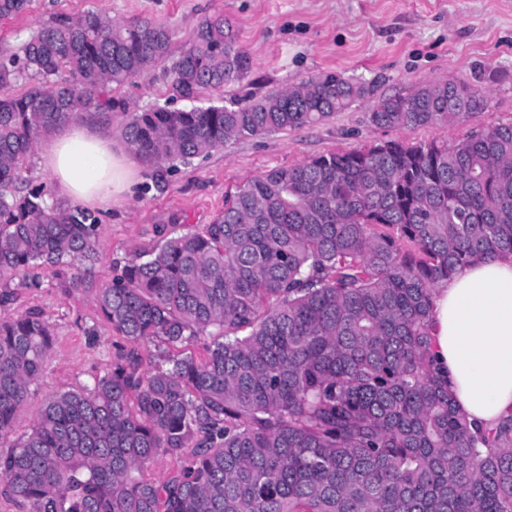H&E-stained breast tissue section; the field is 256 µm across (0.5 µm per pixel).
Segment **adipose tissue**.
I'll use <instances>...</instances> for the list:
<instances>
[{
    "label": "adipose tissue",
    "mask_w": 512,
    "mask_h": 512,
    "mask_svg": "<svg viewBox=\"0 0 512 512\" xmlns=\"http://www.w3.org/2000/svg\"><path fill=\"white\" fill-rule=\"evenodd\" d=\"M56 192L105 207L134 194V156L104 132L74 120L41 154ZM427 354L456 407L481 428L512 415V256L478 260L432 294Z\"/></svg>",
    "instance_id": "1"
}]
</instances>
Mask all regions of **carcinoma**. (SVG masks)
<instances>
[{
	"label": "carcinoma",
	"instance_id": "carcinoma-1",
	"mask_svg": "<svg viewBox=\"0 0 512 512\" xmlns=\"http://www.w3.org/2000/svg\"><path fill=\"white\" fill-rule=\"evenodd\" d=\"M31 0H0L15 17ZM149 19L94 10L42 24L0 58V279L92 260L100 221L15 186L34 147L73 119L125 120L163 191L181 166L239 140L320 124L366 94L338 73L246 105L139 111L113 91L157 65L173 97L241 83L252 59L224 15L185 47ZM464 82L380 99L384 127L446 125L484 108ZM512 255V123L452 144L391 140L275 168L198 231L135 251L99 291L128 353L51 396L0 452V491L28 512H512V417L472 432L426 355L431 295L459 267ZM213 337L198 360L183 351ZM53 346L42 316L0 318V440ZM160 455L165 484L136 476Z\"/></svg>",
	"mask_w": 512,
	"mask_h": 512
}]
</instances>
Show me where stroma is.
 <instances>
[{"label": "stroma", "instance_id": "35a3bbf8", "mask_svg": "<svg viewBox=\"0 0 512 512\" xmlns=\"http://www.w3.org/2000/svg\"><path fill=\"white\" fill-rule=\"evenodd\" d=\"M96 10L113 20L143 18L167 26L180 50L198 24L214 14L232 20L253 65L248 77L203 100L260 97L329 72L366 83L369 94L329 120L310 127L248 138L211 151L181 168L165 191L142 177L137 194L100 213L101 246L81 267H35L0 317L40 313L54 344L14 428L29 432L55 393L91 383L129 350L103 319L97 296L117 263L159 240L173 225L190 230L210 223L237 187L274 168L315 156L388 140L428 143L465 138L471 131L512 122V0H32L28 12L0 19V55L18 51L39 26L57 14ZM430 80L461 81L481 88L488 104L452 126L384 128L372 123L375 103L409 93ZM135 108L172 106L161 71L120 90Z\"/></svg>", "mask_w": 512, "mask_h": 512}]
</instances>
